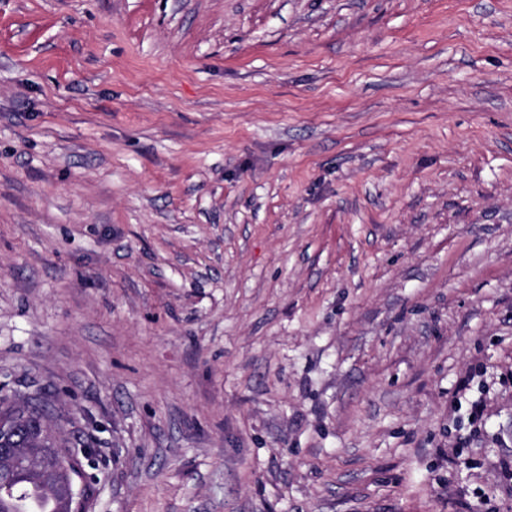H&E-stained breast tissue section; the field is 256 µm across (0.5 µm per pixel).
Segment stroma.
I'll return each mask as SVG.
<instances>
[{"instance_id":"stroma-1","label":"stroma","mask_w":512,"mask_h":512,"mask_svg":"<svg viewBox=\"0 0 512 512\" xmlns=\"http://www.w3.org/2000/svg\"><path fill=\"white\" fill-rule=\"evenodd\" d=\"M0 390L86 512H512V0H0Z\"/></svg>"}]
</instances>
